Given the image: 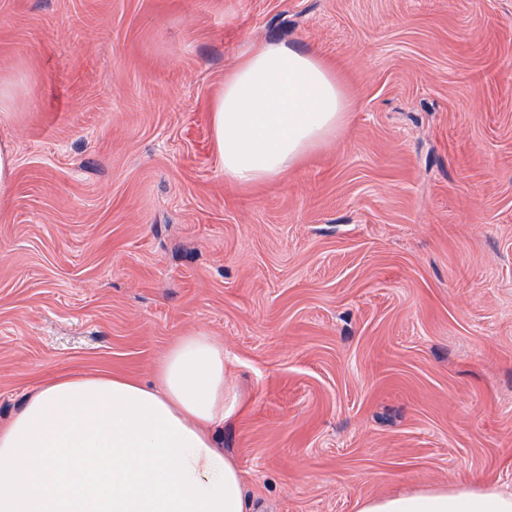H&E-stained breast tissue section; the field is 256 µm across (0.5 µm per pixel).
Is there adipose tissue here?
<instances>
[{
    "instance_id": "ef3b65f1",
    "label": "adipose tissue",
    "mask_w": 512,
    "mask_h": 512,
    "mask_svg": "<svg viewBox=\"0 0 512 512\" xmlns=\"http://www.w3.org/2000/svg\"><path fill=\"white\" fill-rule=\"evenodd\" d=\"M350 110L337 67L314 50L252 43L210 107L227 180L274 181L334 136ZM154 385L108 373L52 377L0 425V512H250L218 446L242 408L224 346L174 343ZM356 512H512V491L476 482L365 497Z\"/></svg>"
}]
</instances>
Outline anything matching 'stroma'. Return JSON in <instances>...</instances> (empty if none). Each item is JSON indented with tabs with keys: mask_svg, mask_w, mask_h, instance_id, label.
<instances>
[{
	"mask_svg": "<svg viewBox=\"0 0 512 512\" xmlns=\"http://www.w3.org/2000/svg\"><path fill=\"white\" fill-rule=\"evenodd\" d=\"M255 41L337 63L352 112L242 187L209 104ZM0 142V423L204 331L252 512L512 489V0H0Z\"/></svg>",
	"mask_w": 512,
	"mask_h": 512,
	"instance_id": "obj_1",
	"label": "stroma"
}]
</instances>
